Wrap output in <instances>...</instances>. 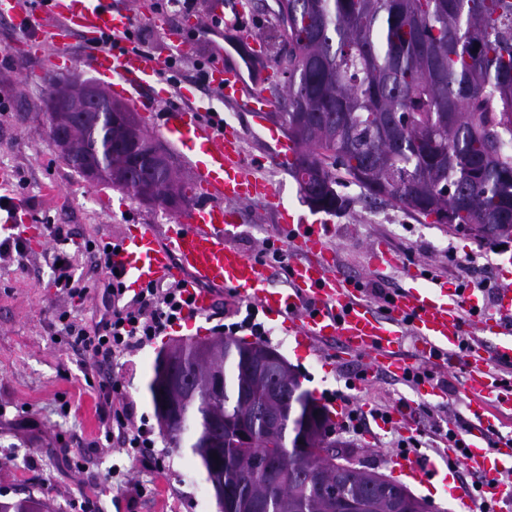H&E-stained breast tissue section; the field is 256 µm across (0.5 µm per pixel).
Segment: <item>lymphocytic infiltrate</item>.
I'll return each mask as SVG.
<instances>
[{"mask_svg":"<svg viewBox=\"0 0 512 512\" xmlns=\"http://www.w3.org/2000/svg\"><path fill=\"white\" fill-rule=\"evenodd\" d=\"M84 248L94 259L92 276H76L70 256L60 250L52 254V272L55 286L75 302H83L95 293L101 296L104 312L95 332H87L70 312H62L58 317L62 335L74 350L89 357L93 368L142 350L156 337L184 322V311L190 301L179 285L152 283L138 292H130L121 275L113 271L112 255L106 248L92 241L85 242ZM98 396L99 408L107 420L106 440L117 441L147 471L163 472L164 455L143 453L151 441L122 382L111 375L100 378Z\"/></svg>","mask_w":512,"mask_h":512,"instance_id":"1","label":"lymphocytic infiltrate"}]
</instances>
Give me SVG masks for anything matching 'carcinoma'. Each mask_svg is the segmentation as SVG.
<instances>
[{"label":"carcinoma","instance_id":"1","mask_svg":"<svg viewBox=\"0 0 512 512\" xmlns=\"http://www.w3.org/2000/svg\"><path fill=\"white\" fill-rule=\"evenodd\" d=\"M273 60L283 127L296 146L289 169L317 210L345 205L336 186L345 177L371 198L450 224H479L494 235L512 224V0H275ZM58 84L44 110L75 118L64 160L82 175L107 181L150 205H189V182L139 117L86 119ZM185 375L201 384L174 389L149 383L156 415L168 416L163 434L187 449L207 474L221 512H240L232 499L246 490L249 512H393L406 487L375 482L336 467L323 468L294 447L300 433L318 430L319 405L295 374L292 411L271 413L265 391L249 384L245 341L215 337L199 354L195 342L168 350ZM255 439L239 448L242 422ZM276 438L268 440V429ZM0 512H50L46 502L18 493Z\"/></svg>","mask_w":512,"mask_h":512}]
</instances>
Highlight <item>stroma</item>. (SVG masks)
I'll return each instance as SVG.
<instances>
[{"mask_svg":"<svg viewBox=\"0 0 512 512\" xmlns=\"http://www.w3.org/2000/svg\"><path fill=\"white\" fill-rule=\"evenodd\" d=\"M222 2L228 52H237L239 32L261 37L273 25L271 14L262 8L241 6L239 0ZM12 38L9 26L0 21V96L10 104L9 112L0 114V171L8 174L7 182L0 185V197L28 200L26 215L35 226L68 225L72 239L65 249L76 273L88 275L92 266L85 241H117L130 224L163 229L179 213L140 203L107 182H88L64 161L42 125L48 85L30 78L34 60L10 55ZM209 56L203 41L194 46L192 57L182 61L172 103H180L181 90H188L203 108L204 119L216 116L225 126L240 130L250 174L272 185L284 209L322 225L346 274L395 289L427 288L435 281L452 285L464 273L459 259L471 256L486 275L499 280L500 260L503 254H512V234L484 239L431 223L398 205L370 200L345 178L337 191L348 198L347 207L335 212L313 209L277 155L268 129L256 124L247 110L225 106L213 90L197 83L195 61ZM238 210L243 227L236 242L244 251L256 254L266 240L277 238L281 217L273 209L251 201L240 203ZM379 242L397 255V265L372 269L370 252ZM54 247L49 238L30 237L25 257L0 256V501L24 490L50 501L55 512H71L72 502L83 499L93 503V512H220L205 471L187 452L168 449L148 391L159 353L177 342L216 336L215 321L205 315L168 330L114 368L135 401L138 416L151 430L156 450L167 453L163 473L143 471L116 445L100 439L97 391L86 381L91 363L60 336L58 316L70 309L78 322L93 327L100 319L101 299L96 296L81 306H70L53 283L50 254ZM452 252L457 262H449ZM264 326V343L288 361L303 389L328 411L349 400L367 414L392 408L411 393L406 383L387 376L362 388L349 387L352 372L364 368L363 360L329 368L297 350L279 321L268 319ZM434 411L433 420L422 422L419 435L421 451L430 459L441 447L438 429L447 428L455 417L470 416L468 401L461 394L452 401H436ZM333 422L338 426L337 438L346 442L356 458L391 474L387 459L397 432L372 422L363 432L353 433L341 429V417L335 416ZM127 472L142 482L145 494L123 489L122 476Z\"/></svg>","mask_w":512,"mask_h":512,"instance_id":"1","label":"stroma"}]
</instances>
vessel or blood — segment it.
Listing matches in <instances>:
<instances>
[{
	"mask_svg": "<svg viewBox=\"0 0 512 512\" xmlns=\"http://www.w3.org/2000/svg\"><path fill=\"white\" fill-rule=\"evenodd\" d=\"M0 20L15 34L11 50L37 59L41 78L82 58L101 84L137 111L151 112L169 96L165 61L127 43L132 15L114 0H47L38 11L21 7L20 0H0ZM250 67L246 58L226 63L223 45L214 44L208 83L224 103L245 104L264 120L272 103L261 87H249L244 72ZM157 131L168 143L191 152L192 182L200 198L168 225L165 237L145 224L127 227L112 263L129 288L182 284L192 298L191 321L212 309L217 289L226 288L280 319L299 350L319 354L329 347L339 360H366L368 378L383 374L408 380L413 395L392 414L393 425L404 433L419 428L413 413L417 403L442 394L433 380L412 382L409 374L419 367L460 366L474 418L466 466L492 478L488 491L493 500L512 501V486L494 480L497 470L512 460V447H489L485 435L494 418L512 409V392L501 388L498 376L500 368L512 366V336L503 331L512 321V282L497 289L490 304L473 291L461 293L444 282L404 288L382 314L365 298L359 279L343 273L319 225L285 223L281 237L288 251L287 281L277 287L276 264L257 260L235 243L237 203H279L272 187L249 173L241 132L207 124L189 98L166 109ZM391 463L417 481L443 476L460 512H473L470 485L453 473H441L436 462L421 466L413 457L397 454Z\"/></svg>",
	"mask_w": 512,
	"mask_h": 512,
	"instance_id": "obj_1",
	"label": "vessel or blood"
}]
</instances>
